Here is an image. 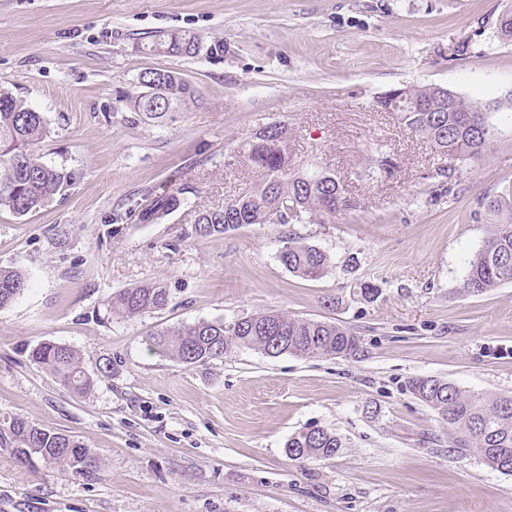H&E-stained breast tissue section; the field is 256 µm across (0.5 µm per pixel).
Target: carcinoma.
I'll return each mask as SVG.
<instances>
[{"mask_svg": "<svg viewBox=\"0 0 512 512\" xmlns=\"http://www.w3.org/2000/svg\"><path fill=\"white\" fill-rule=\"evenodd\" d=\"M199 38L187 31L171 32L155 41L150 51L168 55H193ZM195 100V88L179 73L147 69L137 79V90L126 97L127 105L148 119H163L180 112ZM380 108L395 107L403 124L426 137L440 156L460 163L482 156L494 140L488 123L491 105L464 100L452 91L440 92L429 85L405 89V99L395 103L383 96ZM46 133L42 113L27 106L10 91L0 88V209L25 216L63 192L72 181L69 172L49 166L35 155V146ZM238 153L257 173L248 189L220 209L198 212L194 233L201 237L222 235L250 224H273L288 208L295 222L325 220L350 209L352 204L336 174L323 168L301 167L288 180L281 175L292 164L285 127L268 126L243 141ZM185 205L184 190H164L153 195L140 210L138 222L159 224ZM480 207L492 229L482 248L470 259L465 287L473 293L512 283V192L481 198ZM279 261L302 279H316L329 266L321 249L288 240ZM28 288L18 269H0V309ZM168 303L165 288L145 283L116 291L108 306L113 315L130 318ZM288 337V353L304 358L352 357L359 338L334 322L296 318L279 312H259L228 326L222 321L199 320L165 329L149 339L150 349L186 366L224 359L234 346L267 352L273 337ZM34 363L49 370L63 386L81 394L93 387V379L72 347L43 343L29 352ZM411 393L437 410L452 431V448L459 457L477 456L491 468L512 475V395L483 396L436 377H414ZM0 447L15 450L17 462L33 456L63 464L79 474L99 469V459L86 445L67 435L42 429L22 418L0 424ZM343 447L332 431L311 428L289 438L288 458L293 461L327 460Z\"/></svg>", "mask_w": 512, "mask_h": 512, "instance_id": "1", "label": "carcinoma"}]
</instances>
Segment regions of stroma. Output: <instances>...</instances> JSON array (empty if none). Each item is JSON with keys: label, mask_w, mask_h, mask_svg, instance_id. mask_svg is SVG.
Segmentation results:
<instances>
[{"label": "stroma", "mask_w": 512, "mask_h": 512, "mask_svg": "<svg viewBox=\"0 0 512 512\" xmlns=\"http://www.w3.org/2000/svg\"><path fill=\"white\" fill-rule=\"evenodd\" d=\"M512 0H0V87L47 123L36 153L72 173L25 216L0 210V268L29 287L0 309V419L83 441L97 473L0 448V512H512V476L454 454L438 411L407 388L433 376L512 394V284L464 282L491 227L479 201L512 191V42L497 36ZM199 38L192 56L150 52L163 34ZM174 70L196 98L156 124L125 103L141 72ZM440 85L478 103L492 146L475 162L441 157L398 113L393 88ZM288 128L295 163L330 167L354 202L325 222L252 224L199 237L257 175L237 155L261 128ZM382 142L381 178L365 171ZM460 169L448 179L439 168ZM182 188L167 221L136 214ZM331 260L290 273L288 238ZM378 293L366 298L363 283ZM167 289L164 309L127 319L113 292ZM263 311L333 321L360 339L350 358L270 357L231 348L186 366L150 351L154 332ZM69 345L95 385L63 387L28 354ZM110 372H101L104 361ZM343 448L298 463L297 432Z\"/></svg>", "instance_id": "obj_1"}]
</instances>
